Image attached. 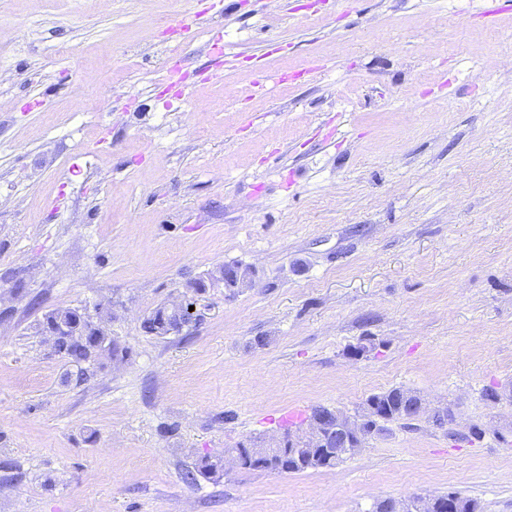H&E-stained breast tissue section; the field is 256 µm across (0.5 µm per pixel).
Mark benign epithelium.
Returning a JSON list of instances; mask_svg holds the SVG:
<instances>
[{
  "label": "benign epithelium",
  "mask_w": 512,
  "mask_h": 512,
  "mask_svg": "<svg viewBox=\"0 0 512 512\" xmlns=\"http://www.w3.org/2000/svg\"><path fill=\"white\" fill-rule=\"evenodd\" d=\"M177 321L173 322L168 333L178 334L184 326V320H195L194 312L189 310L190 304L179 298L167 302ZM397 396L405 402L408 411L400 414L405 419L419 418L426 413L436 425L443 427L455 420L454 413L448 408L428 411L425 401L415 392L402 388L397 391ZM387 422L382 409L377 403L367 401L363 405L361 418L352 420L338 410L331 411L330 423H323L322 418L314 419L308 429L288 435V447L306 450L308 448H320L325 444L326 434H332L336 440V453L343 456L355 454L364 447L368 437L378 431L381 424ZM462 504L453 495L422 496L417 495L410 499H397L392 497L376 500L377 512H461Z\"/></svg>",
  "instance_id": "benign-epithelium-1"
}]
</instances>
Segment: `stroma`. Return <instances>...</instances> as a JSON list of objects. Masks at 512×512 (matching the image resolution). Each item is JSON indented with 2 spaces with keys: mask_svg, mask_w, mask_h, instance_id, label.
<instances>
[{
  "mask_svg": "<svg viewBox=\"0 0 512 512\" xmlns=\"http://www.w3.org/2000/svg\"><path fill=\"white\" fill-rule=\"evenodd\" d=\"M490 5L0 0L19 35L0 42V512H370L449 492L512 512V405L483 396L512 387V9ZM195 8L211 22L180 44L198 77L174 99L155 23ZM263 71L266 94L240 96ZM234 264L252 286L191 289ZM174 297L196 324L145 334ZM54 309L100 319L128 357L76 383L38 325ZM394 387L454 423H384L332 468L182 479ZM223 472V459L205 455L196 461L193 469H187L184 472L183 479L189 484H194L199 476L208 480H214L223 476Z\"/></svg>",
  "mask_w": 512,
  "mask_h": 512,
  "instance_id": "obj_1",
  "label": "stroma"
}]
</instances>
